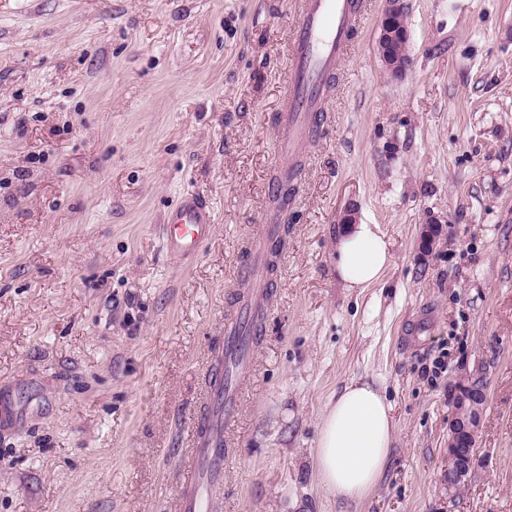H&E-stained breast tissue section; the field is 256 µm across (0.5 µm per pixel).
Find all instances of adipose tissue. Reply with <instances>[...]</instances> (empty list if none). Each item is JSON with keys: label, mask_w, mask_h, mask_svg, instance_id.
<instances>
[{"label": "adipose tissue", "mask_w": 512, "mask_h": 512, "mask_svg": "<svg viewBox=\"0 0 512 512\" xmlns=\"http://www.w3.org/2000/svg\"><path fill=\"white\" fill-rule=\"evenodd\" d=\"M390 244L380 225L349 224L336 241V273L345 288L378 283L391 266ZM397 425L392 406L366 379L350 381L326 404L320 418L313 464L317 481L345 503L365 499L390 462Z\"/></svg>", "instance_id": "1"}]
</instances>
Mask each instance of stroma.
<instances>
[{
    "mask_svg": "<svg viewBox=\"0 0 512 512\" xmlns=\"http://www.w3.org/2000/svg\"><path fill=\"white\" fill-rule=\"evenodd\" d=\"M412 66L375 52L367 0L302 157L288 237L213 512H512V0H407ZM295 0H0V512H176L224 320L279 165ZM187 194L215 224L167 253ZM394 256L336 276L346 207ZM443 220L431 255L419 228ZM486 394L484 464L449 500L459 375ZM374 381L398 432L380 485L344 507L313 469L317 424Z\"/></svg>",
    "mask_w": 512,
    "mask_h": 512,
    "instance_id": "35a3bbf8",
    "label": "stroma"
}]
</instances>
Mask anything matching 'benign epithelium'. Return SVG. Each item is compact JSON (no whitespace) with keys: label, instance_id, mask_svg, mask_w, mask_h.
Masks as SVG:
<instances>
[{"label":"benign epithelium","instance_id":"1","mask_svg":"<svg viewBox=\"0 0 512 512\" xmlns=\"http://www.w3.org/2000/svg\"><path fill=\"white\" fill-rule=\"evenodd\" d=\"M406 18V0H383L375 49L384 70L393 79L404 76L411 65V56L403 58L395 50L398 43L410 44ZM441 234V223L423 225L421 245L424 253H432ZM484 402V389L470 382L468 376H460L454 389L453 418L448 432L447 480L448 498L451 500L465 491L482 462L478 442Z\"/></svg>","mask_w":512,"mask_h":512}]
</instances>
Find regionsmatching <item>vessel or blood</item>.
<instances>
[{"label":"vessel or blood","instance_id":"vessel-or-blood-1","mask_svg":"<svg viewBox=\"0 0 512 512\" xmlns=\"http://www.w3.org/2000/svg\"><path fill=\"white\" fill-rule=\"evenodd\" d=\"M361 19L353 0H299V20L291 37L286 99L279 114L280 174L299 165L307 142L324 124L325 95L336 69L350 50ZM213 215L206 202L184 196L161 227L166 249L177 256L194 254L208 238ZM213 366L206 383V401L223 400V416L199 414L190 435V455L176 490L177 512H211V496L224 480V456L231 448L237 391L248 379L249 357L236 360L235 377L223 385L224 350L212 351Z\"/></svg>","mask_w":512,"mask_h":512}]
</instances>
